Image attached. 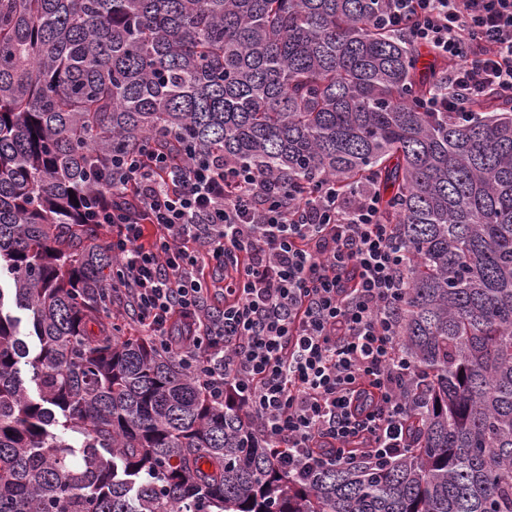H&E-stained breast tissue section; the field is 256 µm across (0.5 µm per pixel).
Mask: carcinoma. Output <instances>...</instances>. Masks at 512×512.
<instances>
[{"label": "carcinoma", "mask_w": 512, "mask_h": 512, "mask_svg": "<svg viewBox=\"0 0 512 512\" xmlns=\"http://www.w3.org/2000/svg\"><path fill=\"white\" fill-rule=\"evenodd\" d=\"M384 7L0 0V512H512V94L425 111L448 64L376 28ZM167 134L384 200L415 370L391 461L288 471L182 356L108 317L111 241L83 204Z\"/></svg>", "instance_id": "1"}]
</instances>
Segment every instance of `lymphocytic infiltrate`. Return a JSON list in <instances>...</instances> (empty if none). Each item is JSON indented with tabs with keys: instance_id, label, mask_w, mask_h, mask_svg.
<instances>
[{
	"instance_id": "1",
	"label": "lymphocytic infiltrate",
	"mask_w": 512,
	"mask_h": 512,
	"mask_svg": "<svg viewBox=\"0 0 512 512\" xmlns=\"http://www.w3.org/2000/svg\"><path fill=\"white\" fill-rule=\"evenodd\" d=\"M376 22L451 62L428 110L464 114L487 91L512 92V0H386ZM89 210L116 230L110 289L131 320L189 357L289 469L359 453L382 463L405 447L413 369L396 315L407 250L379 197H341L329 179L307 196L218 155L182 162L160 143L114 160ZM204 253L224 259L216 312Z\"/></svg>"
}]
</instances>
